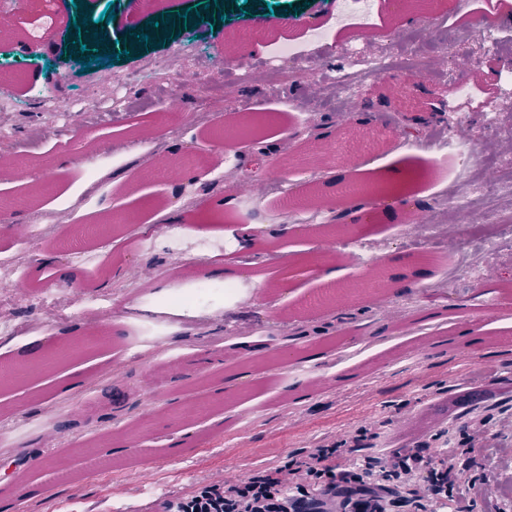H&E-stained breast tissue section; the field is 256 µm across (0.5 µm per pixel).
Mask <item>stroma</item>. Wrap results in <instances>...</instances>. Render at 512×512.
Segmentation results:
<instances>
[{
	"label": "stroma",
	"instance_id": "obj_1",
	"mask_svg": "<svg viewBox=\"0 0 512 512\" xmlns=\"http://www.w3.org/2000/svg\"><path fill=\"white\" fill-rule=\"evenodd\" d=\"M69 2L9 0L0 26V92L14 102L0 111V256L19 258L0 317L26 329L0 335V355L29 366L60 341L97 331L108 341L0 390V428L47 424L0 448V512H161L201 483L333 447L339 470L380 448L422 449L455 465L437 512H512L496 494L512 482V195L499 186L512 177V6L477 17L471 0H370L361 29L337 24L343 0H255L251 14L82 75L63 61ZM204 2L84 0L97 16L114 6L117 52L122 34ZM276 3L285 14H265ZM405 37L422 73L369 77ZM288 42L308 46V63L267 65ZM221 61L233 72L212 80ZM339 70L350 93L321 82ZM91 96L105 115L72 110ZM247 114L269 121L252 138L211 142L214 127ZM442 127L476 145V162L449 157ZM304 147L324 164H292ZM186 154L191 169L173 168ZM407 168L417 178L399 198L340 202L331 186ZM309 184L318 203L288 213L286 190ZM358 205L374 223L321 232ZM37 211L44 232L32 235ZM127 211L138 223L87 242L92 262L60 248L64 229ZM487 232L495 247L477 249ZM410 252L428 261L403 279L394 258ZM381 264L390 293L335 307L307 299L324 266L350 284ZM228 267L245 290L231 306L217 294ZM201 284L214 290L202 307L142 344L150 315ZM59 290L76 301L61 321L50 308ZM88 446L111 468L84 473ZM56 470L69 479L52 481Z\"/></svg>",
	"mask_w": 512,
	"mask_h": 512
}]
</instances>
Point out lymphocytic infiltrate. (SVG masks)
I'll use <instances>...</instances> for the list:
<instances>
[{
    "mask_svg": "<svg viewBox=\"0 0 512 512\" xmlns=\"http://www.w3.org/2000/svg\"><path fill=\"white\" fill-rule=\"evenodd\" d=\"M333 448L310 449L290 468L257 472L237 482L202 484L186 499L165 501L164 512H386L404 490L412 471H430L432 493L446 491L452 469L435 470L431 462L407 448L381 450L366 458L357 471H336L328 461ZM314 479L317 494H310L297 474Z\"/></svg>",
    "mask_w": 512,
    "mask_h": 512,
    "instance_id": "lymphocytic-infiltrate-1",
    "label": "lymphocytic infiltrate"
}]
</instances>
